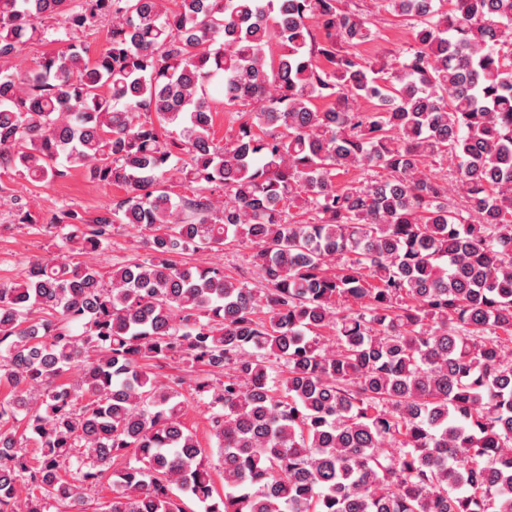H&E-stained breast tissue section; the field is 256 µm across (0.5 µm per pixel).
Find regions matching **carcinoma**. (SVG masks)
<instances>
[{
  "label": "carcinoma",
  "mask_w": 512,
  "mask_h": 512,
  "mask_svg": "<svg viewBox=\"0 0 512 512\" xmlns=\"http://www.w3.org/2000/svg\"><path fill=\"white\" fill-rule=\"evenodd\" d=\"M164 2L0 0V61L112 20L94 59L0 71V170L124 191L0 285V512H512V0H379L414 32L397 67L341 0ZM117 224L146 255L103 274L80 256ZM232 242L262 287L171 260ZM153 359L208 368L222 490Z\"/></svg>",
  "instance_id": "cac0c4a2"
}]
</instances>
